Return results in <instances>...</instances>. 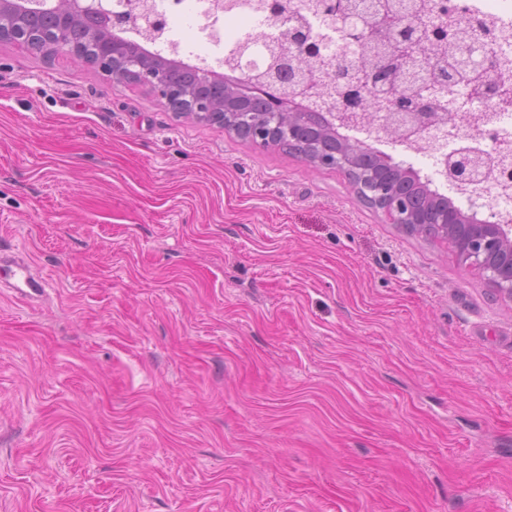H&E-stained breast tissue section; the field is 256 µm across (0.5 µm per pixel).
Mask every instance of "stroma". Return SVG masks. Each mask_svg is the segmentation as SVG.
<instances>
[{
    "label": "stroma",
    "mask_w": 512,
    "mask_h": 512,
    "mask_svg": "<svg viewBox=\"0 0 512 512\" xmlns=\"http://www.w3.org/2000/svg\"><path fill=\"white\" fill-rule=\"evenodd\" d=\"M0 512H512V302L345 175L0 44ZM12 280L9 288H12L19 297H32L41 292L43 288L41 282L30 274L29 265L24 262L15 264V269L12 270Z\"/></svg>",
    "instance_id": "1"
}]
</instances>
